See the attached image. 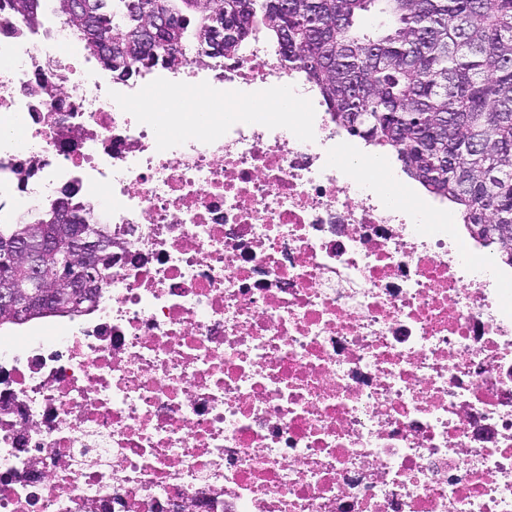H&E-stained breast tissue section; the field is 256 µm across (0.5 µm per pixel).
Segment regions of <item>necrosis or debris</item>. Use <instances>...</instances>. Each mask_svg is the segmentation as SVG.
<instances>
[{
	"label": "necrosis or debris",
	"mask_w": 512,
	"mask_h": 512,
	"mask_svg": "<svg viewBox=\"0 0 512 512\" xmlns=\"http://www.w3.org/2000/svg\"><path fill=\"white\" fill-rule=\"evenodd\" d=\"M68 42L0 13V190L86 192L115 263L0 336V512H512V289L447 210L264 38L121 88ZM49 291L44 295V298L42 299V303L39 304L38 308L36 310H33L29 313H26L25 315L18 317V318H5L2 317L0 314V336L12 329L18 328L20 325L23 324H30L34 322H40V321H47V320H54V321H68L69 317L73 318L74 316L81 315L82 313L88 312L91 310L89 307V304L92 302L94 296L92 298L86 299L82 305V310L79 312V314L72 313L70 309L61 308L58 306V301H56V294L58 291H52L51 289H48ZM47 317H54V318H47ZM47 318V319H42ZM36 319H42V320H36ZM34 320V321H32ZM31 321V322H30ZM11 326L10 328H2L3 326ZM27 325V324H26ZM23 325V326H26Z\"/></svg>",
	"instance_id": "4bbe7bcc"
}]
</instances>
